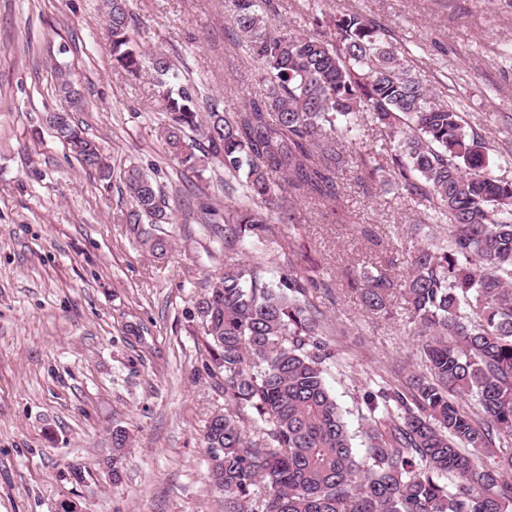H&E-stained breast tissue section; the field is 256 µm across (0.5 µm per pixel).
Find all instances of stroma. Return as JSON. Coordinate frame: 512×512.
Returning <instances> with one entry per match:
<instances>
[{"instance_id": "obj_1", "label": "stroma", "mask_w": 512, "mask_h": 512, "mask_svg": "<svg viewBox=\"0 0 512 512\" xmlns=\"http://www.w3.org/2000/svg\"><path fill=\"white\" fill-rule=\"evenodd\" d=\"M278 4L272 24L300 34L343 12L378 22L469 126L497 144L512 139V0ZM131 11L136 42L168 54L220 111L260 92L227 0H131ZM59 66L83 97L77 118L108 155L111 182L52 136ZM161 119L152 79L113 69L100 0H0V512H57L65 499L80 512H224L203 448L224 398L203 370L196 307L226 268L256 264L273 283L286 260L313 259L331 286L317 304L343 332L346 356L326 380L351 431L370 375L418 363L407 326L368 311L341 276L375 264L354 225H377L405 250L420 208L388 187L363 193L345 175L339 214L302 197L296 231L281 224L269 242L226 248L223 225L199 217L203 204L228 202L223 167L199 178L181 166L156 137ZM130 164L169 201L165 255L122 221L131 202L119 172ZM116 428L130 434L117 481L106 466Z\"/></svg>"}]
</instances>
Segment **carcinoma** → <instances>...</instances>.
Returning <instances> with one entry per match:
<instances>
[{
  "mask_svg": "<svg viewBox=\"0 0 512 512\" xmlns=\"http://www.w3.org/2000/svg\"><path fill=\"white\" fill-rule=\"evenodd\" d=\"M232 19L257 62L263 93L224 113L180 80L164 54L134 40L129 0H102L112 65L150 72L163 118L157 138L193 172L224 167L239 193L224 207V246L262 245L275 224H296L285 188L328 202L350 173L370 191L376 179L422 208L442 240L408 251L411 271L394 285L386 271L351 268L347 287L366 309L391 317L402 301L419 338L420 364L405 381L379 376L361 400L364 447L326 382L336 344L321 327L313 291L328 288L315 266L289 261L275 283L257 265L224 270L197 306L210 377L225 413L204 430L211 479L224 512H512V179L488 174L496 147L465 125L411 68L379 25L354 12L332 33L295 34L269 23L275 0H231ZM63 105L53 137L81 166L109 181L99 143L74 117L83 100L69 71H56ZM395 139L385 155L352 151L363 121ZM284 177V182L276 177ZM132 198L127 224L154 226L172 210L140 168L123 170ZM385 251L373 224L355 225ZM126 431H112V477L120 476Z\"/></svg>",
  "mask_w": 512,
  "mask_h": 512,
  "instance_id": "cac0c4a2",
  "label": "carcinoma"
}]
</instances>
